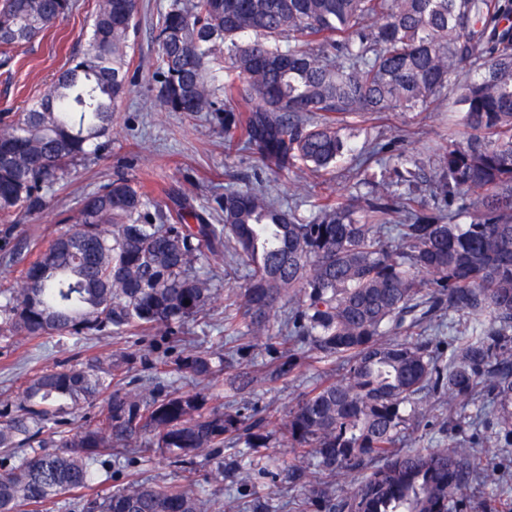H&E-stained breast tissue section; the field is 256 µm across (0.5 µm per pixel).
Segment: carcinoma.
<instances>
[{"label":"carcinoma","mask_w":512,"mask_h":512,"mask_svg":"<svg viewBox=\"0 0 512 512\" xmlns=\"http://www.w3.org/2000/svg\"><path fill=\"white\" fill-rule=\"evenodd\" d=\"M72 7L4 0L0 47L30 42ZM142 8L100 0L88 48L36 107L0 125V224L45 206L67 168L109 141ZM155 30L160 104L212 116L224 151H255L273 177L332 171L351 151L346 118L426 109L453 70L474 72L456 99L463 132L434 165L429 201L384 180L338 197L309 184L305 220L247 188L215 200L213 224L187 198L168 205L124 176L82 195L58 235L76 244L49 243L0 289V328L25 340L154 334L177 356L156 361L148 388L124 353L27 380L0 412V449L14 459L0 472V512L103 485L102 458L139 439L169 454L182 482L132 478L80 498L77 512H206L199 461H217L218 480L224 448L251 456L278 437L293 449L292 485L310 467L330 477L369 468L339 497L309 486L310 508L463 512L474 499L470 450L418 447L406 407L436 395L450 408L478 405L512 442V0H170ZM225 60L236 77L224 79ZM393 152L395 141L366 153L354 186ZM421 172L392 169L409 186ZM219 257L246 278L224 309V336L278 322L271 379L311 357L342 366L283 417L224 409L210 383L236 354L217 360L185 330L221 296L207 269ZM447 308L478 315L449 353L438 323ZM174 372L209 386L185 391L166 381ZM85 406L97 408L93 423L66 417Z\"/></svg>","instance_id":"obj_1"}]
</instances>
